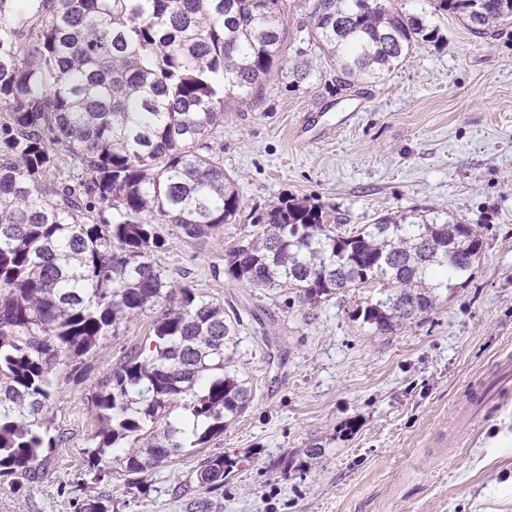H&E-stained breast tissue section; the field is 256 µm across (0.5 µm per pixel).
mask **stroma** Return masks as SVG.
<instances>
[{
    "label": "stroma",
    "mask_w": 512,
    "mask_h": 512,
    "mask_svg": "<svg viewBox=\"0 0 512 512\" xmlns=\"http://www.w3.org/2000/svg\"><path fill=\"white\" fill-rule=\"evenodd\" d=\"M404 5L441 41L384 79L341 89L334 62L308 41L311 0H285L284 54L312 58L317 73L300 83L272 75L225 112L224 171L240 215L204 243L169 235L158 255L173 280L233 303L241 318L235 361L255 401L207 448L242 459L223 489L198 488L191 456L140 490L89 475L90 397L148 345L147 312L60 369L50 433L62 441L24 493L0 480V512H74L73 499L98 495L110 512H512V398L474 420L465 413L472 385L496 391L498 363L512 354V31L478 37L433 0ZM287 196L349 228L430 207L476 225L483 250L437 310L375 335L354 317L366 290L305 305L287 288L228 281L226 249ZM315 443L323 459L274 469Z\"/></svg>",
    "instance_id": "1"
}]
</instances>
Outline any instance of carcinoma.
<instances>
[{"mask_svg":"<svg viewBox=\"0 0 512 512\" xmlns=\"http://www.w3.org/2000/svg\"><path fill=\"white\" fill-rule=\"evenodd\" d=\"M478 35L512 24V0H435ZM309 40L342 83L376 80L440 29L398 0H313ZM283 0H0V478L16 493L46 462L58 369L91 354L129 318L153 314L90 398V472L142 486L164 463L201 454L218 491L239 458L202 450L253 405L235 366V310L175 283L157 261L161 226L205 241L241 211L224 173V111L283 58ZM229 248L227 278L292 288L317 304L369 295L356 319L391 334L440 306L483 249L471 224L412 208L346 232L322 207L285 198ZM75 512H109L102 497Z\"/></svg>","mask_w":512,"mask_h":512,"instance_id":"cac0c4a2","label":"carcinoma"}]
</instances>
